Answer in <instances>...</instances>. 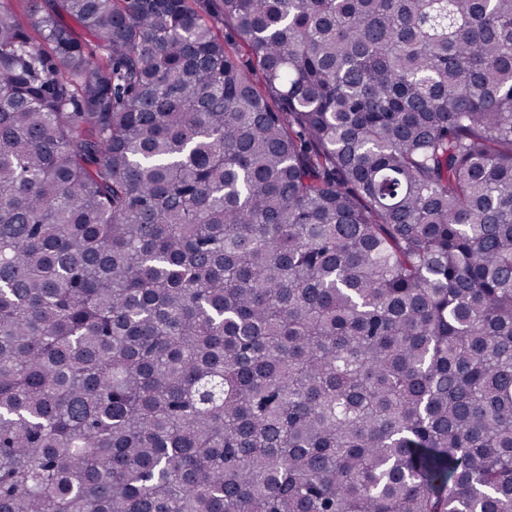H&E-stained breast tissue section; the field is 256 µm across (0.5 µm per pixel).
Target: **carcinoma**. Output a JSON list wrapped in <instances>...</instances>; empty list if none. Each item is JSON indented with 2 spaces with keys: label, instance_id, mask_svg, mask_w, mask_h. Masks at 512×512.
I'll use <instances>...</instances> for the list:
<instances>
[{
  "label": "carcinoma",
  "instance_id": "1",
  "mask_svg": "<svg viewBox=\"0 0 512 512\" xmlns=\"http://www.w3.org/2000/svg\"><path fill=\"white\" fill-rule=\"evenodd\" d=\"M9 2L0 512H512V0Z\"/></svg>",
  "mask_w": 512,
  "mask_h": 512
}]
</instances>
